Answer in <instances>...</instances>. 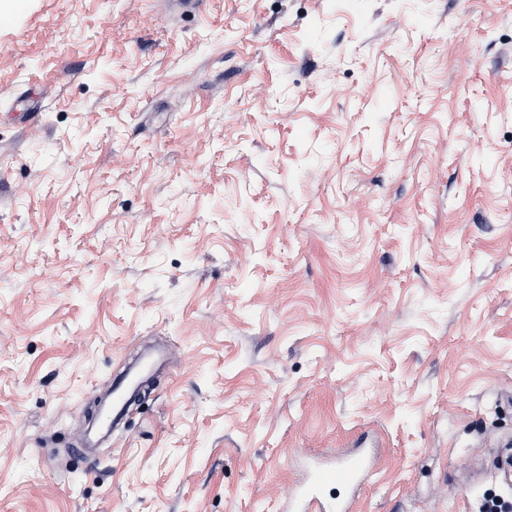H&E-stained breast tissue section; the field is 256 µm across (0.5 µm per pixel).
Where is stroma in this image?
<instances>
[{
  "mask_svg": "<svg viewBox=\"0 0 512 512\" xmlns=\"http://www.w3.org/2000/svg\"><path fill=\"white\" fill-rule=\"evenodd\" d=\"M0 512H462L512 438V0H0ZM144 398L89 448L97 400ZM371 453L367 448H355L335 461L317 465L310 470L303 488L288 504L289 512H347L349 502L359 493L370 476ZM336 487L346 497H326L324 490Z\"/></svg>",
  "mask_w": 512,
  "mask_h": 512,
  "instance_id": "35a3bbf8",
  "label": "stroma"
}]
</instances>
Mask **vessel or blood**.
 Wrapping results in <instances>:
<instances>
[{
	"mask_svg": "<svg viewBox=\"0 0 512 512\" xmlns=\"http://www.w3.org/2000/svg\"><path fill=\"white\" fill-rule=\"evenodd\" d=\"M371 472V453L365 448L315 466L289 502L288 512H348L350 497L358 494Z\"/></svg>",
	"mask_w": 512,
	"mask_h": 512,
	"instance_id": "b4317fda",
	"label": "vessel or blood"
}]
</instances>
